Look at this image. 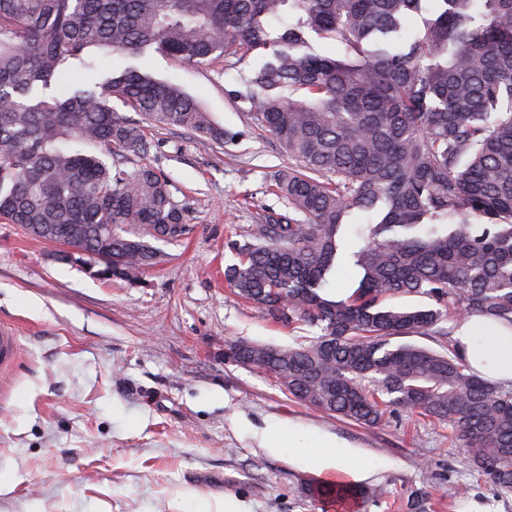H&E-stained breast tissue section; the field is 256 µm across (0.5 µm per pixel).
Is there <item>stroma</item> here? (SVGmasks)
<instances>
[{
    "mask_svg": "<svg viewBox=\"0 0 512 512\" xmlns=\"http://www.w3.org/2000/svg\"><path fill=\"white\" fill-rule=\"evenodd\" d=\"M92 58L175 82L239 138L211 144L174 127L154 133L147 158L124 156L126 168L145 162L167 175L188 209L186 234L161 244L160 263L140 281L98 279L61 246L0 221V323L22 344L14 373L0 378V512H224L231 500L248 512H330L306 496L314 475L301 460L262 444L288 425L390 460L364 482L358 512H402L416 490L432 512H461V482L470 501L512 512V495L471 470L447 424H356L225 361L233 340L295 342L224 282L228 241L286 212L273 178L297 165L236 96L262 56L226 68L157 52Z\"/></svg>",
    "mask_w": 512,
    "mask_h": 512,
    "instance_id": "obj_1",
    "label": "stroma"
}]
</instances>
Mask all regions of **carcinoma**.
Masks as SVG:
<instances>
[{"label":"carcinoma","instance_id":"1","mask_svg":"<svg viewBox=\"0 0 512 512\" xmlns=\"http://www.w3.org/2000/svg\"><path fill=\"white\" fill-rule=\"evenodd\" d=\"M342 47L317 53L311 40ZM96 48L154 49L196 65L269 59L238 97L304 168L276 179L288 212L230 241L233 293L290 328L295 344L226 345L224 359L288 375L290 396L373 426L399 413L451 427L471 467L512 494V384L481 379L449 336L469 314L512 328V0H0V219L43 239L112 255V276L157 265L154 241L186 223L169 179L128 171L78 141L136 156L148 131L180 127L211 141L236 134L180 86L129 66L89 88L35 97ZM139 112L133 123L112 107ZM355 211L375 222H348ZM354 287L328 288L344 239ZM427 296L428 309L388 297ZM403 342L394 344L392 339ZM307 495L347 510L364 497L344 481ZM404 512H429L415 492Z\"/></svg>","mask_w":512,"mask_h":512}]
</instances>
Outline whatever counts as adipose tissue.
<instances>
[{
  "mask_svg": "<svg viewBox=\"0 0 512 512\" xmlns=\"http://www.w3.org/2000/svg\"><path fill=\"white\" fill-rule=\"evenodd\" d=\"M457 350L478 375L488 381L512 384V328L472 315L462 319L455 332ZM266 448L298 450L304 466L312 472L336 474L354 482L369 480L377 470L387 468L386 460H363L358 449L336 437L311 433L306 445H299L296 428L279 431L265 443Z\"/></svg>",
  "mask_w": 512,
  "mask_h": 512,
  "instance_id": "1",
  "label": "adipose tissue"
}]
</instances>
